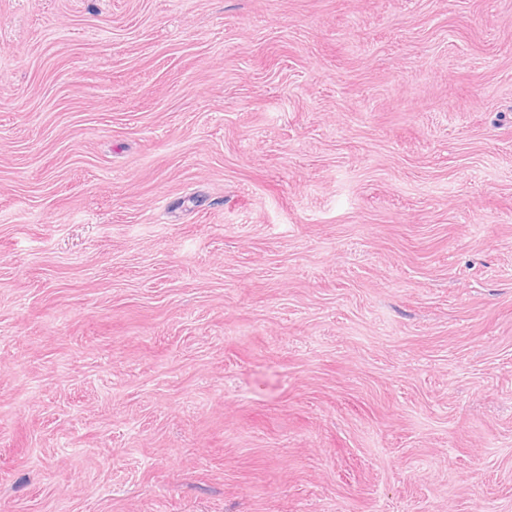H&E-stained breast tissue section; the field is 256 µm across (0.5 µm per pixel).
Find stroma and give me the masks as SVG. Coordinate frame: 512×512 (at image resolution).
Listing matches in <instances>:
<instances>
[{"instance_id":"obj_1","label":"stroma","mask_w":512,"mask_h":512,"mask_svg":"<svg viewBox=\"0 0 512 512\" xmlns=\"http://www.w3.org/2000/svg\"><path fill=\"white\" fill-rule=\"evenodd\" d=\"M0 512H512V0H0Z\"/></svg>"}]
</instances>
